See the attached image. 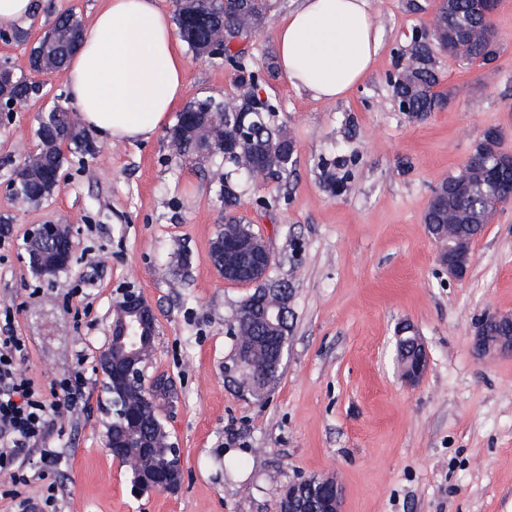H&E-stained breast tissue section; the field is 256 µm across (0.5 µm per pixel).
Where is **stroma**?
<instances>
[{"label":"stroma","instance_id":"obj_1","mask_svg":"<svg viewBox=\"0 0 512 512\" xmlns=\"http://www.w3.org/2000/svg\"><path fill=\"white\" fill-rule=\"evenodd\" d=\"M370 0L380 51L366 80L336 101L294 88L277 65L274 30L299 0H272L246 58L275 124L296 146L290 178L242 183L225 209L214 156L172 154L166 131L145 143H117L99 158L68 157L52 198L19 207L6 176L36 148L37 118L68 105L65 74L0 116V300L15 311L28 353L22 364L49 386L85 354V406L64 417L47 445L59 468L25 470L23 496L59 489L57 512H276L300 477L335 480L341 512H512V355L478 357L473 327L487 312L512 313V204L473 244L464 280H449L423 222L433 186L469 157L485 130L512 152V0H497L500 48L494 71L436 56L446 106L416 121L399 112L387 82L413 31L429 27L434 0ZM25 42H0V61L28 73L44 29L73 13L91 24L103 0H34ZM183 103L241 93L242 74L224 59L186 52ZM353 158L339 194L320 177L322 160ZM249 224L275 258L271 276L293 288L282 374L262 402L240 398L224 379L228 334L253 285L214 268L211 243L228 217ZM71 225L78 259L45 279L25 255L28 233ZM135 289L153 309L157 335L147 378L171 381L179 402L170 432L184 481L173 493L130 492L125 467L106 446L112 409L99 356L116 301ZM409 321L429 355L422 380L406 385L394 359V329ZM244 460L224 472L226 459Z\"/></svg>","mask_w":512,"mask_h":512}]
</instances>
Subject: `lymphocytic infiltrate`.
I'll use <instances>...</instances> for the list:
<instances>
[{
    "mask_svg": "<svg viewBox=\"0 0 512 512\" xmlns=\"http://www.w3.org/2000/svg\"><path fill=\"white\" fill-rule=\"evenodd\" d=\"M11 305L0 304V473L12 484L25 483L24 466L38 456L43 470L56 469L57 449L46 447L54 421L74 412L85 383V357L66 377L42 388L27 377L21 364L27 354L23 337L13 328Z\"/></svg>",
    "mask_w": 512,
    "mask_h": 512,
    "instance_id": "obj_1",
    "label": "lymphocytic infiltrate"
}]
</instances>
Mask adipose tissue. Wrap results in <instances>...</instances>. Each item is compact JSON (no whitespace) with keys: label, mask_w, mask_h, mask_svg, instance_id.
Listing matches in <instances>:
<instances>
[{"label":"adipose tissue","mask_w":512,"mask_h":512,"mask_svg":"<svg viewBox=\"0 0 512 512\" xmlns=\"http://www.w3.org/2000/svg\"><path fill=\"white\" fill-rule=\"evenodd\" d=\"M274 37L288 82L327 101L362 82L379 49L369 0H301ZM185 74L169 12L156 0H105L66 65V90L84 127L131 143L169 125Z\"/></svg>","instance_id":"ef3b65f1"}]
</instances>
